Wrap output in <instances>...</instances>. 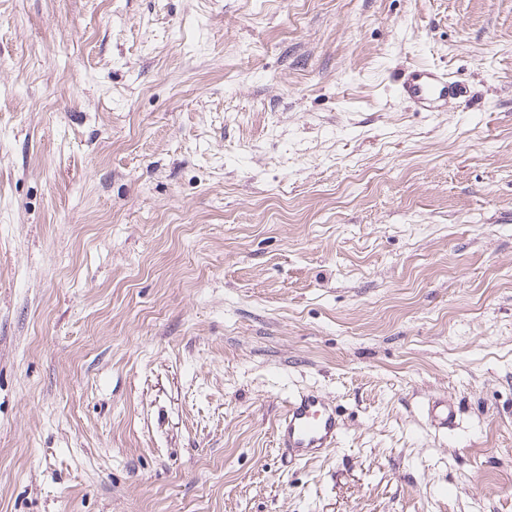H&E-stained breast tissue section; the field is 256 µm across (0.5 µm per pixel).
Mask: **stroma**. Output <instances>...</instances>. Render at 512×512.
<instances>
[{
	"mask_svg": "<svg viewBox=\"0 0 512 512\" xmlns=\"http://www.w3.org/2000/svg\"><path fill=\"white\" fill-rule=\"evenodd\" d=\"M0 512H512V0H0ZM399 86L404 97L428 110L438 100L446 97L448 90L457 95L460 93L456 86L448 81L447 74L428 67H413L406 70ZM342 420L335 406L312 393L287 401L275 426V444L296 462H309L336 447ZM427 415L435 426L448 429L455 424L457 410L448 399L434 400L428 403Z\"/></svg>",
	"mask_w": 512,
	"mask_h": 512,
	"instance_id": "stroma-1",
	"label": "stroma"
}]
</instances>
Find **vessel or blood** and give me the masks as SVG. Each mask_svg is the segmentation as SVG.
<instances>
[{"mask_svg":"<svg viewBox=\"0 0 512 512\" xmlns=\"http://www.w3.org/2000/svg\"><path fill=\"white\" fill-rule=\"evenodd\" d=\"M451 88L445 73L428 67L408 69L400 79L402 95L428 109L446 97ZM427 415L435 426L447 429L454 425L457 410L448 401L434 400L428 404ZM341 429L337 408L315 394L305 393L288 400L275 426V444L291 459L305 463L335 448Z\"/></svg>","mask_w":512,"mask_h":512,"instance_id":"b4317fda","label":"vessel or blood"}]
</instances>
